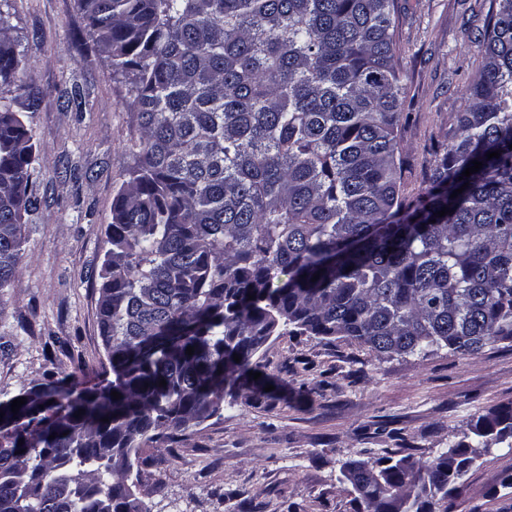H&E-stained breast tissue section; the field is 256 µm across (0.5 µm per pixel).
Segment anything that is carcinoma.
<instances>
[{
    "mask_svg": "<svg viewBox=\"0 0 512 512\" xmlns=\"http://www.w3.org/2000/svg\"><path fill=\"white\" fill-rule=\"evenodd\" d=\"M77 3L139 132L99 288L114 379L78 390L47 374L39 414L0 430V512H124L143 444L218 413L228 385L264 392L249 372L280 324L378 356L512 342V0H491L481 66L416 204L401 191L396 0ZM29 69L0 10V88L26 90ZM55 92L85 110L78 82ZM16 100L0 95V290L40 204ZM471 432L512 448V403ZM468 448L384 456L363 478L345 463L357 509L452 512Z\"/></svg>",
    "mask_w": 512,
    "mask_h": 512,
    "instance_id": "cac0c4a2",
    "label": "carcinoma"
}]
</instances>
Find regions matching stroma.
Wrapping results in <instances>:
<instances>
[{
	"mask_svg": "<svg viewBox=\"0 0 512 512\" xmlns=\"http://www.w3.org/2000/svg\"><path fill=\"white\" fill-rule=\"evenodd\" d=\"M403 75L399 139L404 194L428 184L434 144L464 108L482 60L481 0H397ZM4 14L44 90L78 80L85 111L55 100L15 103L34 135L32 179L42 199L23 227L16 277L0 290V402L37 389L47 372L86 370L85 386L111 381L99 329V287L112 202L128 180L137 140L124 88L85 33L75 0H9ZM93 170V180L70 168ZM256 360L272 380L261 397L225 399L214 416L169 444L144 445L138 497L147 512H355L342 468L394 453L433 462L463 441L478 415L512 402V343L461 358H381L332 336L272 335ZM512 450L481 453L454 512H512Z\"/></svg>",
	"mask_w": 512,
	"mask_h": 512,
	"instance_id": "obj_1",
	"label": "stroma"
}]
</instances>
